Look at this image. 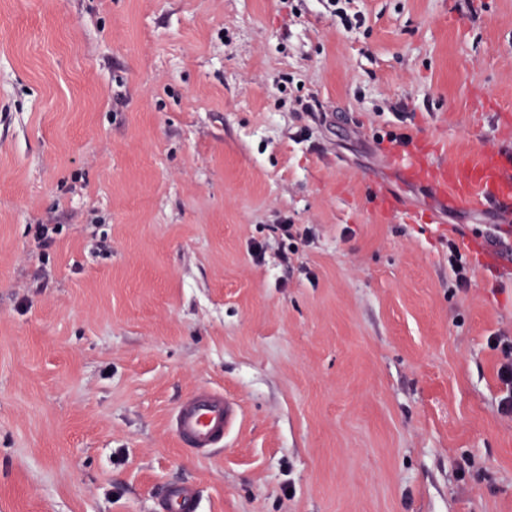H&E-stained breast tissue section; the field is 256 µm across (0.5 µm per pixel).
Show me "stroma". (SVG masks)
Instances as JSON below:
<instances>
[{"label": "stroma", "instance_id": "35a3bbf8", "mask_svg": "<svg viewBox=\"0 0 512 512\" xmlns=\"http://www.w3.org/2000/svg\"><path fill=\"white\" fill-rule=\"evenodd\" d=\"M354 6L0 0V512H512V207L390 163L512 156V0ZM489 343L501 354L497 376L505 394L498 403V411L505 416H512V336H491ZM237 416L234 399L215 390H199L172 413L169 426L194 451L207 453L224 443ZM198 505L199 497L195 485L181 482L168 487L164 498L166 512H197Z\"/></svg>", "mask_w": 512, "mask_h": 512}]
</instances>
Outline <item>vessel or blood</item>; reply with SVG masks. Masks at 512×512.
Masks as SVG:
<instances>
[{
	"label": "vessel or blood",
	"instance_id": "1",
	"mask_svg": "<svg viewBox=\"0 0 512 512\" xmlns=\"http://www.w3.org/2000/svg\"><path fill=\"white\" fill-rule=\"evenodd\" d=\"M393 163L407 179L428 186L447 208L462 201L481 204L490 199L512 200V160L497 150L486 152L468 168L449 164L438 154L419 147L408 155L394 157ZM237 416L234 399L215 390H199L172 413L169 426L190 448L205 453L223 444ZM198 505L195 485L181 482L168 487L165 512H197Z\"/></svg>",
	"mask_w": 512,
	"mask_h": 512
}]
</instances>
